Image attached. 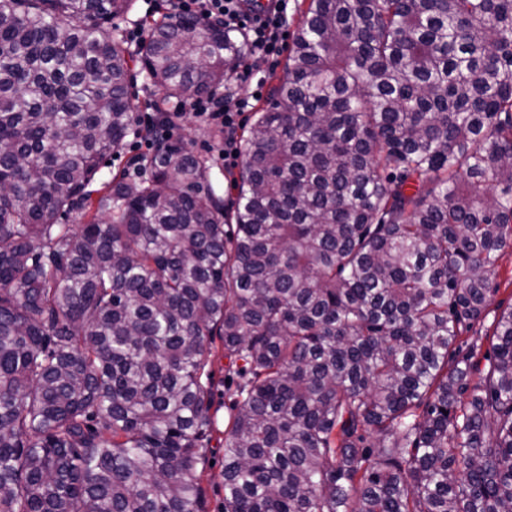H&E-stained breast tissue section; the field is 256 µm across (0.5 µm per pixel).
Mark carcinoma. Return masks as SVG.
Returning a JSON list of instances; mask_svg holds the SVG:
<instances>
[{"label":"carcinoma","mask_w":512,"mask_h":512,"mask_svg":"<svg viewBox=\"0 0 512 512\" xmlns=\"http://www.w3.org/2000/svg\"><path fill=\"white\" fill-rule=\"evenodd\" d=\"M133 0H0V512H512V0H307L225 205L134 122L247 59ZM81 214L78 230L60 223ZM479 381L471 383L473 373ZM148 5L144 2V0H136L134 9L128 14L121 15L112 19V27H117L122 30L128 29L133 24H138L143 27L144 21L151 19L158 14H146V9ZM136 22V23H135ZM144 35V30L141 27L133 26L131 27L126 34L127 43L130 44H139ZM496 272L500 289L494 296L490 310H495L498 306L500 310L508 309L512 305V252L507 251L502 254L497 262ZM211 356V369L218 390L214 394V408L218 409L217 423L210 438L205 442V460L202 469L201 484L206 491L207 512H224V419L227 420V409L224 408V374L228 360L224 358V348L219 339L215 340ZM211 460L214 464L210 465Z\"/></svg>","instance_id":"cac0c4a2"}]
</instances>
